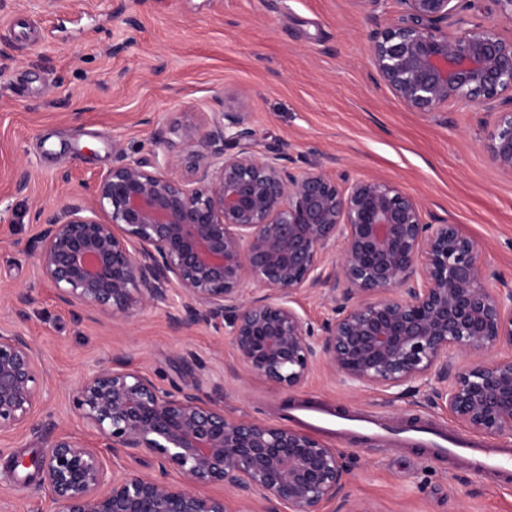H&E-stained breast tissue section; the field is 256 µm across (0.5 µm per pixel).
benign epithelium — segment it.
I'll return each instance as SVG.
<instances>
[{
	"mask_svg": "<svg viewBox=\"0 0 512 512\" xmlns=\"http://www.w3.org/2000/svg\"><path fill=\"white\" fill-rule=\"evenodd\" d=\"M392 27L369 31L372 66L410 110L452 101L494 111L490 162L512 175V38L467 25L469 0H397ZM512 20V0H485ZM179 159L112 167L89 198L33 213L31 254L58 300L83 317L129 318L176 293L180 329L228 320L247 373L293 390L324 360L344 380L400 397L437 381L435 399L484 437L512 440V357L457 368L462 355L512 351V288H495L478 245L455 224L425 220L419 201L384 180L341 186L294 170L280 150L259 154L239 112L181 129ZM253 282L265 293L246 298ZM318 290L332 317L315 331L292 306ZM43 368L26 336L0 327V430L41 436L40 486L54 512H231L221 484L253 512L276 501L322 512L341 494L346 458L310 434L224 414L196 386L163 389L116 363L77 390L81 416L108 447L131 448L182 476L119 475L94 448L36 418Z\"/></svg>",
	"mask_w": 512,
	"mask_h": 512,
	"instance_id": "obj_1",
	"label": "benign epithelium"
}]
</instances>
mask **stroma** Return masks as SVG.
I'll list each match as a JSON object with an SVG mask.
<instances>
[{
  "label": "stroma",
  "mask_w": 512,
  "mask_h": 512,
  "mask_svg": "<svg viewBox=\"0 0 512 512\" xmlns=\"http://www.w3.org/2000/svg\"><path fill=\"white\" fill-rule=\"evenodd\" d=\"M396 18L395 0L371 21L358 0H0V326L39 351L40 416L57 432L105 448L75 397L86 376L119 361L166 389L198 385L248 420L286 425L292 401L376 416L386 442L325 436L351 475L324 512H512V483L404 444L412 425L466 431L430 388L395 398L319 360L284 390L246 373L228 326L175 328L167 305L76 319L27 254L35 207L83 199L120 161L180 154L181 126L226 111L243 114L258 151L284 149L337 182L395 184L428 218L458 225L512 286V176L488 159L483 109L463 100L412 112L372 76L366 33ZM12 291L31 295L24 318L3 305ZM41 452L25 429L0 432V512H53L37 471L9 468Z\"/></svg>",
  "instance_id": "obj_1"
}]
</instances>
